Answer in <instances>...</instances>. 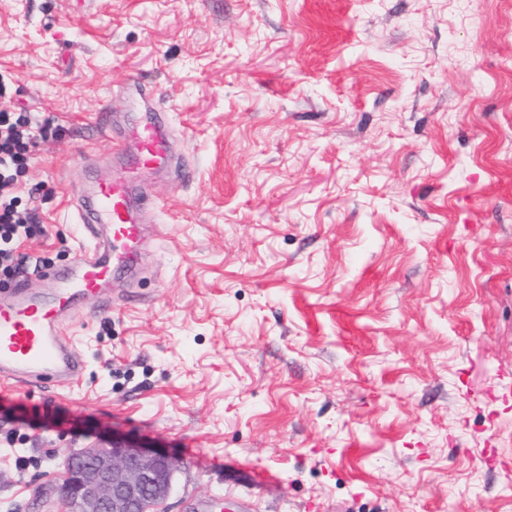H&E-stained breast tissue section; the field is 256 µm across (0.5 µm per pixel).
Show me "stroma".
<instances>
[{
    "mask_svg": "<svg viewBox=\"0 0 512 512\" xmlns=\"http://www.w3.org/2000/svg\"><path fill=\"white\" fill-rule=\"evenodd\" d=\"M144 81L151 103L134 93ZM0 110L55 272L122 128L166 112L136 273L62 319L65 386L0 381V512L118 438L165 512H512V0H0Z\"/></svg>",
    "mask_w": 512,
    "mask_h": 512,
    "instance_id": "35a3bbf8",
    "label": "stroma"
}]
</instances>
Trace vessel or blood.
<instances>
[{"label": "vessel or blood", "mask_w": 512, "mask_h": 512, "mask_svg": "<svg viewBox=\"0 0 512 512\" xmlns=\"http://www.w3.org/2000/svg\"><path fill=\"white\" fill-rule=\"evenodd\" d=\"M135 153L120 147L124 177L96 179L88 200L78 201L83 232L93 241L78 252L73 268L51 274L53 291L30 294L17 285L10 299L0 298V379L22 385H63L79 377L85 361L59 321L62 310L99 296L114 277L131 273L145 236L149 214L141 192L145 173L171 163V129L158 112H144L126 132Z\"/></svg>", "instance_id": "vessel-or-blood-1"}]
</instances>
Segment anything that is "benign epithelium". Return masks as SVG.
<instances>
[{"mask_svg": "<svg viewBox=\"0 0 512 512\" xmlns=\"http://www.w3.org/2000/svg\"><path fill=\"white\" fill-rule=\"evenodd\" d=\"M53 486L68 512H158L169 497L177 460L114 439L66 455Z\"/></svg>", "mask_w": 512, "mask_h": 512, "instance_id": "7a95c632", "label": "benign epithelium"}]
</instances>
